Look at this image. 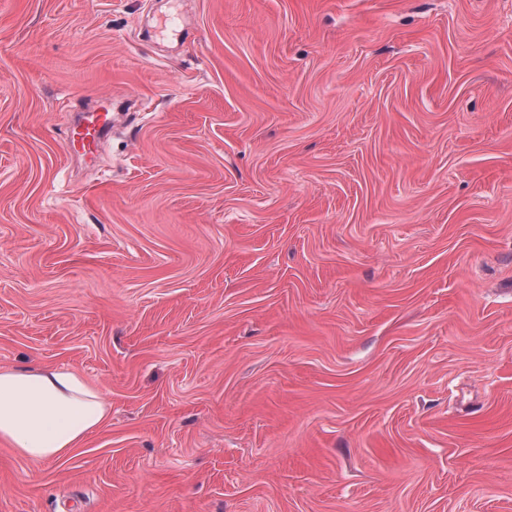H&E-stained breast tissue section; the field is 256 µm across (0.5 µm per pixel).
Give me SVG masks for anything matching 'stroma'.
<instances>
[{"instance_id":"1","label":"stroma","mask_w":512,"mask_h":512,"mask_svg":"<svg viewBox=\"0 0 512 512\" xmlns=\"http://www.w3.org/2000/svg\"><path fill=\"white\" fill-rule=\"evenodd\" d=\"M0 366V512H512V0H0ZM111 103L102 101L80 113L72 126L67 151L84 157L93 154L111 127ZM104 392L66 367H0V441L32 464L70 457L108 420Z\"/></svg>"}]
</instances>
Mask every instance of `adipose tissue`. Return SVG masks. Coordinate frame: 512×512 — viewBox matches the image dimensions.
I'll return each mask as SVG.
<instances>
[{"mask_svg": "<svg viewBox=\"0 0 512 512\" xmlns=\"http://www.w3.org/2000/svg\"><path fill=\"white\" fill-rule=\"evenodd\" d=\"M104 392L66 367H0V441L33 464L70 457L108 420Z\"/></svg>", "mask_w": 512, "mask_h": 512, "instance_id": "obj_1", "label": "adipose tissue"}]
</instances>
